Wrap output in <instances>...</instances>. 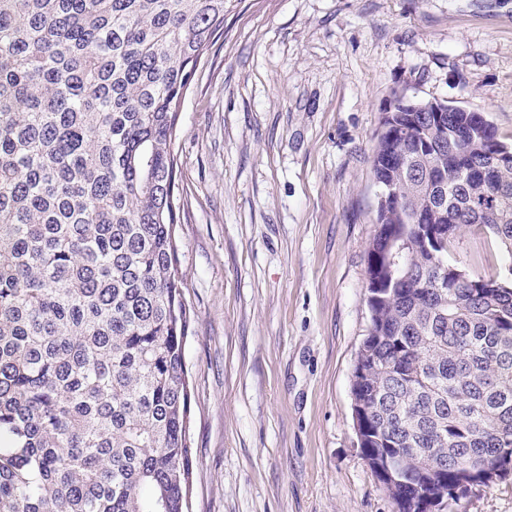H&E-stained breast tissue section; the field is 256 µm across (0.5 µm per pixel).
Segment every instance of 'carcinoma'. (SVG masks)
<instances>
[{
	"label": "carcinoma",
	"instance_id": "cac0c4a2",
	"mask_svg": "<svg viewBox=\"0 0 512 512\" xmlns=\"http://www.w3.org/2000/svg\"><path fill=\"white\" fill-rule=\"evenodd\" d=\"M226 0H0V512H185L190 326L174 246L179 106ZM397 112L374 180L397 205L367 250L369 451L512 458V263L453 258L463 229L512 259V163L481 111ZM496 219H486L485 210Z\"/></svg>",
	"mask_w": 512,
	"mask_h": 512
}]
</instances>
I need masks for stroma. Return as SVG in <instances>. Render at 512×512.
I'll list each match as a JSON object with an SVG mask.
<instances>
[{"mask_svg": "<svg viewBox=\"0 0 512 512\" xmlns=\"http://www.w3.org/2000/svg\"><path fill=\"white\" fill-rule=\"evenodd\" d=\"M399 94L486 112L512 144V0H227L174 141L188 512H393L351 375L371 324L372 149ZM455 256L506 261L466 231ZM456 512H512V476Z\"/></svg>", "mask_w": 512, "mask_h": 512, "instance_id": "obj_1", "label": "stroma"}]
</instances>
